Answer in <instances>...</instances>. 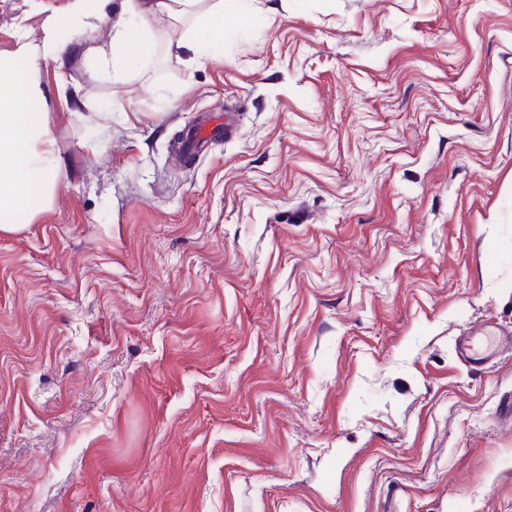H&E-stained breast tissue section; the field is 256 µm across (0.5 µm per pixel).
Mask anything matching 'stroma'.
Here are the masks:
<instances>
[{
	"label": "stroma",
	"instance_id": "stroma-1",
	"mask_svg": "<svg viewBox=\"0 0 512 512\" xmlns=\"http://www.w3.org/2000/svg\"><path fill=\"white\" fill-rule=\"evenodd\" d=\"M70 0H0V50ZM41 64L0 234V512H512V0H244ZM238 110L190 162L173 138ZM512 332L486 333L483 336H461L456 343L459 358L469 364L480 359L492 362L498 354L512 350ZM478 356V358H476Z\"/></svg>",
	"mask_w": 512,
	"mask_h": 512
}]
</instances>
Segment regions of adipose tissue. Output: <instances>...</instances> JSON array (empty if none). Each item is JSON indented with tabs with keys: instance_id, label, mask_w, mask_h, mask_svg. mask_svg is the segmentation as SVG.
I'll use <instances>...</instances> for the list:
<instances>
[{
	"instance_id": "adipose-tissue-1",
	"label": "adipose tissue",
	"mask_w": 512,
	"mask_h": 512,
	"mask_svg": "<svg viewBox=\"0 0 512 512\" xmlns=\"http://www.w3.org/2000/svg\"><path fill=\"white\" fill-rule=\"evenodd\" d=\"M126 2L128 18L115 23L101 0H71L65 12L45 16L38 41L20 31L13 50L0 53V233L28 227L55 192L59 160L35 73L41 64L58 61L71 38L109 25L108 43L92 50L107 76L138 60L144 32L158 22L184 23L190 34L200 36L204 54L223 52L224 0H213L205 10L199 7L201 0Z\"/></svg>"
}]
</instances>
